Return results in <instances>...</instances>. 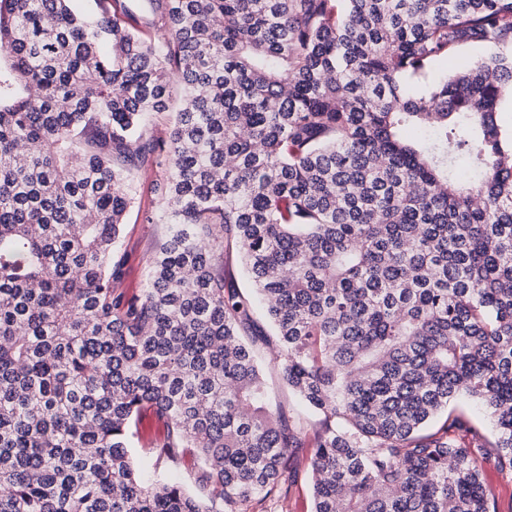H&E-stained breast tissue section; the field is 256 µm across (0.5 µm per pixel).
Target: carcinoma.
Listing matches in <instances>:
<instances>
[{"instance_id": "carcinoma-1", "label": "carcinoma", "mask_w": 512, "mask_h": 512, "mask_svg": "<svg viewBox=\"0 0 512 512\" xmlns=\"http://www.w3.org/2000/svg\"><path fill=\"white\" fill-rule=\"evenodd\" d=\"M94 3L0 0V512H251L305 446L314 512H497L512 0ZM151 157L168 228L128 298L113 257ZM260 343L319 429L273 412ZM185 448L205 499L161 469Z\"/></svg>"}]
</instances>
